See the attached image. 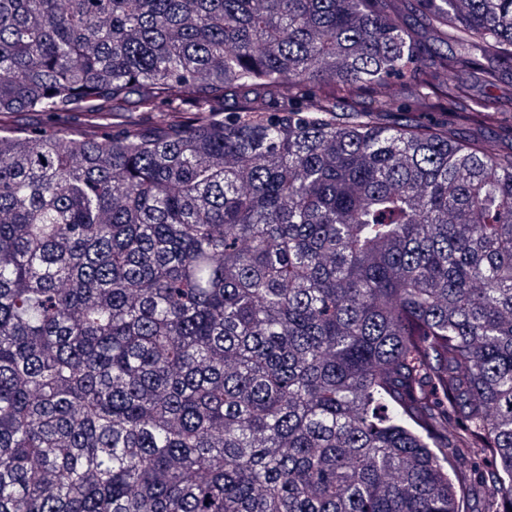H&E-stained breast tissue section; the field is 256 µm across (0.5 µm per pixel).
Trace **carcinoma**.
I'll use <instances>...</instances> for the list:
<instances>
[{
    "label": "carcinoma",
    "instance_id": "cac0c4a2",
    "mask_svg": "<svg viewBox=\"0 0 512 512\" xmlns=\"http://www.w3.org/2000/svg\"><path fill=\"white\" fill-rule=\"evenodd\" d=\"M505 59L512 0H0V512H512Z\"/></svg>",
    "mask_w": 512,
    "mask_h": 512
}]
</instances>
